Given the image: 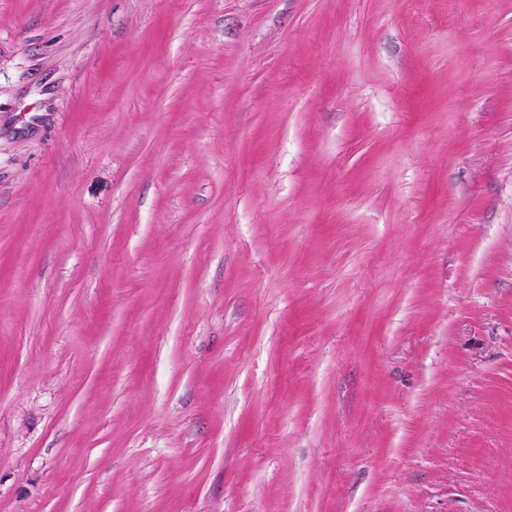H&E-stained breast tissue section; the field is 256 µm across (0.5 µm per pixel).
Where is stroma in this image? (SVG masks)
I'll use <instances>...</instances> for the list:
<instances>
[{
	"label": "stroma",
	"mask_w": 512,
	"mask_h": 512,
	"mask_svg": "<svg viewBox=\"0 0 512 512\" xmlns=\"http://www.w3.org/2000/svg\"><path fill=\"white\" fill-rule=\"evenodd\" d=\"M0 512H512V0H0Z\"/></svg>",
	"instance_id": "stroma-1"
}]
</instances>
